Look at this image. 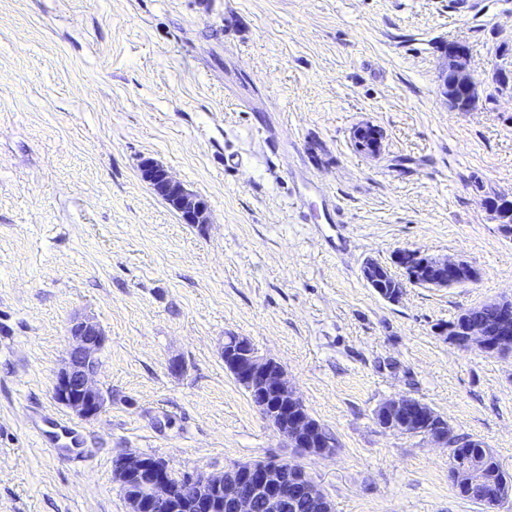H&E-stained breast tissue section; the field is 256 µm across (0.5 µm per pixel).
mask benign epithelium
Here are the masks:
<instances>
[{
  "instance_id": "obj_1",
  "label": "benign epithelium",
  "mask_w": 512,
  "mask_h": 512,
  "mask_svg": "<svg viewBox=\"0 0 512 512\" xmlns=\"http://www.w3.org/2000/svg\"><path fill=\"white\" fill-rule=\"evenodd\" d=\"M446 65L437 91L448 97L450 76L464 78L471 102L479 99L476 85L469 75V54L462 44H450ZM383 132L366 124L354 131V140L366 153L381 150ZM143 178L159 195H168L186 224L209 223V203L201 195L189 191L163 166L152 159L141 162ZM485 208L500 220L501 212L512 208V199L496 195L485 199ZM412 260L406 265L402 284L428 285L433 288H452L462 280V270H468V281L478 279L477 269L462 258L449 259L411 251ZM499 330L489 338L492 328L484 321L466 316L448 326L444 333L448 344L460 348H476L485 354L512 353V334L506 328L512 324V305L499 304ZM69 333L72 346L64 365L55 375L53 396L79 417H97L104 407V396L94 378L98 370V353L104 345L105 334L99 324L89 317L72 321ZM224 365L243 386L262 416L278 430L293 448L313 455L335 451V442L324 434L312 418L303 401L288 381L283 366L259 354L255 346L240 336H228L224 341ZM377 424L384 430L416 434L424 426V435L441 448H459L469 441L461 436L427 404L411 397L388 399L375 410ZM170 470L154 457L123 454L116 458L113 474L124 494L127 512H154L158 503L167 512H254L260 504L264 512H286L300 493H305L321 512H333L331 500L312 480L306 470L285 461L237 463L220 473H198L188 477L189 494L177 496L168 481ZM479 471L473 463L459 458L453 464L452 480L464 486L476 482ZM486 512L512 497V483L500 476L484 480Z\"/></svg>"
}]
</instances>
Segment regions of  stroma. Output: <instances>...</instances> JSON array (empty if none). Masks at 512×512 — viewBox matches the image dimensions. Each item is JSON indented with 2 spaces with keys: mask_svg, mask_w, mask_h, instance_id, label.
I'll use <instances>...</instances> for the list:
<instances>
[{
  "mask_svg": "<svg viewBox=\"0 0 512 512\" xmlns=\"http://www.w3.org/2000/svg\"><path fill=\"white\" fill-rule=\"evenodd\" d=\"M456 41L468 112L437 92ZM497 65L512 72V0H0V512H127L125 453L179 477L288 461L334 512H484L447 449L374 412L416 398L512 475V356L442 335L512 297V239L481 204L512 193ZM364 123L378 155L354 146ZM145 158L209 224L183 223ZM318 187L342 223L302 222L295 193ZM403 248L479 278L388 302L361 269L402 277ZM79 316L105 333L94 419L53 396ZM232 335L284 367L333 454L263 418L224 366ZM446 65L442 73L441 82L437 91L444 98H448V76L462 77L467 86L468 95L472 103V107L479 99L476 85L469 75V54L467 48L462 44H450L446 51ZM447 79V83H446ZM354 140L360 144L362 150L366 153L377 154L381 150L383 132L374 125L366 124L357 127L354 131ZM365 137V139H363ZM368 144V146H364ZM140 169L143 178L160 196L168 195L174 200L175 208L184 223L201 226L209 224V203L203 196L189 191L152 159L143 160Z\"/></svg>",
  "mask_w": 512,
  "mask_h": 512,
  "instance_id": "35a3bbf8",
  "label": "stroma"
}]
</instances>
